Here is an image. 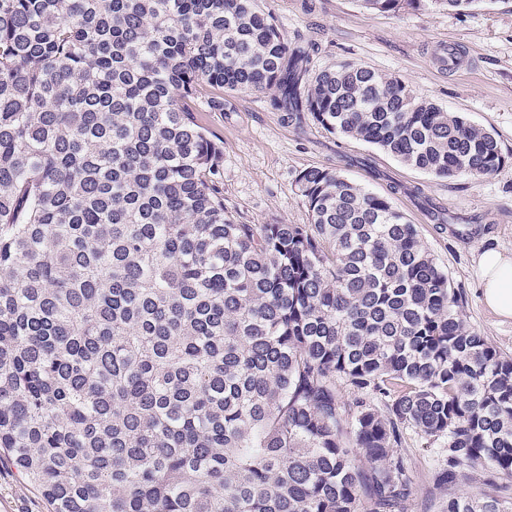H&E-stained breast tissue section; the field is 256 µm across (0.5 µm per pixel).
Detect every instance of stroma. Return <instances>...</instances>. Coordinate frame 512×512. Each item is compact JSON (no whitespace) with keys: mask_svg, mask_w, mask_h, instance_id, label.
Segmentation results:
<instances>
[{"mask_svg":"<svg viewBox=\"0 0 512 512\" xmlns=\"http://www.w3.org/2000/svg\"><path fill=\"white\" fill-rule=\"evenodd\" d=\"M258 3L285 42L307 51L311 73L355 61L399 76L416 98L495 133L507 163L490 176L438 178L314 122H283L267 94L228 92L223 111L195 115L224 150L218 189L225 209L240 224L308 223V207L296 189L299 173L309 167L340 170L390 197L417 225L423 246L457 291L467 324L512 357V319L483 305L478 274L484 251L512 252V0L462 13L442 6L384 13L363 8L359 0ZM450 44L461 54L451 69L442 65ZM402 453L413 476L404 512H444L452 491L432 481L436 445L411 433ZM0 512H50L1 452Z\"/></svg>","mask_w":512,"mask_h":512,"instance_id":"35a3bbf8","label":"stroma"}]
</instances>
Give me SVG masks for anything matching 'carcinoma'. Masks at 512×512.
<instances>
[{"label":"carcinoma","instance_id":"carcinoma-1","mask_svg":"<svg viewBox=\"0 0 512 512\" xmlns=\"http://www.w3.org/2000/svg\"><path fill=\"white\" fill-rule=\"evenodd\" d=\"M308 62L257 0H0V449L53 512H399L408 431L439 487L512 480V357L389 198L311 167L308 224L224 210L202 89L436 177L505 164L402 78ZM485 486L446 512H512Z\"/></svg>","mask_w":512,"mask_h":512}]
</instances>
